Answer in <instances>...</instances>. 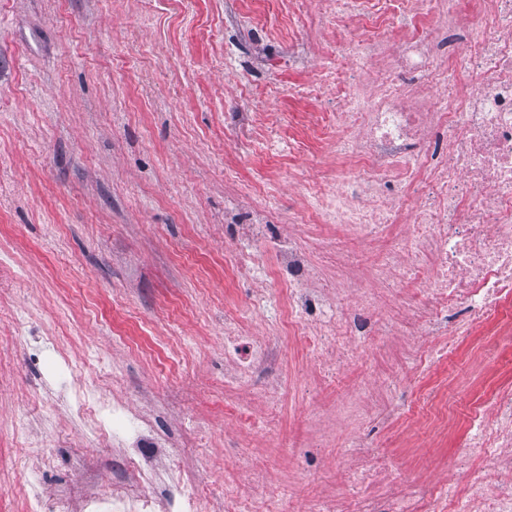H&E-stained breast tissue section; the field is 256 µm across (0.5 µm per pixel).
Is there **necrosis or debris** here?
Returning <instances> with one entry per match:
<instances>
[{
  "instance_id": "necrosis-or-debris-1",
  "label": "necrosis or debris",
  "mask_w": 512,
  "mask_h": 512,
  "mask_svg": "<svg viewBox=\"0 0 512 512\" xmlns=\"http://www.w3.org/2000/svg\"><path fill=\"white\" fill-rule=\"evenodd\" d=\"M329 27L354 17L366 25L350 40L348 66H319L298 88L304 100L329 93L355 103L354 148L341 136L327 148L340 165L330 188L314 187L317 205L298 211L301 224L354 230L386 244L377 271L413 288V318L433 343L412 358L420 367L447 355L438 338L457 316L463 338L512 335V0H317ZM494 16L495 30L483 28ZM277 294L288 332L301 336L329 376L347 368L360 341H378L377 294L354 284L351 299H333L309 283L314 270L296 237L275 244ZM315 311L314 324L304 315ZM483 452L486 479L461 486L419 483L396 460L354 439L344 491L311 512H512V389L492 393L469 415L458 465ZM153 465L110 496L89 500L92 512H150Z\"/></svg>"
}]
</instances>
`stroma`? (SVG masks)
I'll return each mask as SVG.
<instances>
[{
	"instance_id": "1",
	"label": "stroma",
	"mask_w": 512,
	"mask_h": 512,
	"mask_svg": "<svg viewBox=\"0 0 512 512\" xmlns=\"http://www.w3.org/2000/svg\"><path fill=\"white\" fill-rule=\"evenodd\" d=\"M231 12L266 28L229 25ZM355 32L329 30L317 0L289 23L275 0H0V252L21 258L19 289L0 295V512H47L65 493L69 512H87L84 493L128 482L123 440L72 408V385L92 381L175 440L153 459L178 462L207 512L239 494L266 512L335 497L341 453L358 436L420 481L457 472L468 414L512 383V347L477 368L483 341L468 339L414 371L366 342L327 379L311 351L272 328L276 299L252 304L271 285L272 253L254 243L262 265L236 279L224 263L256 207L272 236L302 239L327 294L370 276L383 241L360 246L335 225L292 220L335 165L307 115L336 109L292 91L312 67L338 63L334 44ZM291 34L306 64L281 53ZM259 101L279 124L252 141L240 118ZM375 285L382 319L400 326L396 343L423 347L413 289ZM231 319L280 349L246 388L228 383ZM388 379L401 382L402 416L448 410L447 435L407 441L392 419L337 421L348 395L380 408ZM271 389L278 421L268 433L259 423Z\"/></svg>"
}]
</instances>
